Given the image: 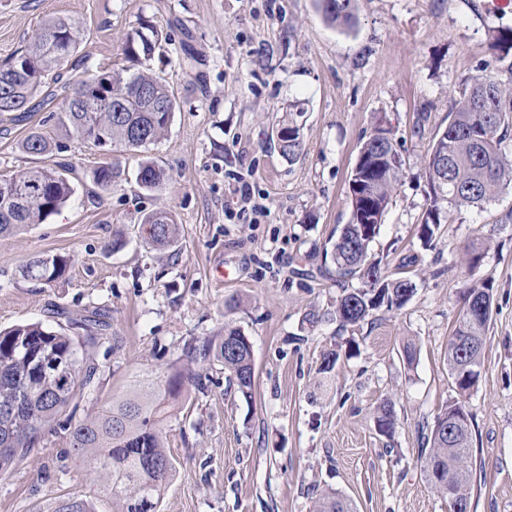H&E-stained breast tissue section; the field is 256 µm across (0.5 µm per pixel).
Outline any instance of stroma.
I'll use <instances>...</instances> for the list:
<instances>
[{
	"instance_id": "1",
	"label": "stroma",
	"mask_w": 512,
	"mask_h": 512,
	"mask_svg": "<svg viewBox=\"0 0 512 512\" xmlns=\"http://www.w3.org/2000/svg\"><path fill=\"white\" fill-rule=\"evenodd\" d=\"M55 14L78 21L77 70L89 76L126 66L123 43L140 19L181 24L150 62L177 107L149 154L117 146L106 155L76 140L49 157L22 151L32 128L53 131L48 117L64 95L54 83L22 121H0V179L62 162L75 185L59 213L0 238V328L40 321L86 340L97 373L75 399L81 418L174 364H190L199 379L165 428L176 475L159 512H313L326 490L355 512H449L418 456L423 433L457 399L471 415L478 460L471 512H512V188L484 210L453 213L434 247L420 237L428 145L466 78L493 64L489 33L512 28V0H357L350 29L328 26L316 0H0V65ZM289 122L303 141L293 161L269 144ZM379 123L400 146L405 176L371 257L390 273L406 267L417 290L401 309L342 329L325 319L342 290L324 251L351 218L347 178ZM146 156L170 175L166 189L139 187ZM107 159L123 175L103 190L91 171ZM234 172L264 214L228 216ZM157 210L180 225L172 247L140 234L143 215ZM475 246L485 254L472 274ZM52 254L72 257L66 279L48 286L19 275L24 259ZM474 275L492 278L493 312L479 382L462 397L446 354L458 293ZM95 309L110 316L106 332L80 326ZM312 312L322 322L309 324ZM228 325L253 345L248 401L222 365L187 358L188 344ZM331 350L339 359L324 382L318 368ZM386 402L397 416L390 438L374 418ZM69 498L112 512L61 436H45L0 475V512H56Z\"/></svg>"
}]
</instances>
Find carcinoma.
<instances>
[{
    "label": "carcinoma",
    "mask_w": 512,
    "mask_h": 512,
    "mask_svg": "<svg viewBox=\"0 0 512 512\" xmlns=\"http://www.w3.org/2000/svg\"><path fill=\"white\" fill-rule=\"evenodd\" d=\"M325 20L334 27H349L355 19V0H318ZM78 25L71 18L49 15L41 19L30 45L0 68V120H15L17 113L32 111L36 93L47 81H58L60 69L74 55ZM163 29L144 20L128 34L123 54L139 65L150 60L166 40ZM499 70L507 80L480 67L455 99L446 128L435 136L424 159L428 186L427 206L421 217L426 241L455 211L484 208L498 194L512 187V153L504 143L512 138V29L495 30L489 43ZM123 111H115L116 107ZM176 110V99L163 80L147 71L113 70L75 83L51 120L64 137L88 142L103 151L120 145L145 152L167 131ZM278 149L288 160L302 149L299 128L277 131ZM32 155L46 156L62 145L39 128L22 142ZM62 165L33 167L0 179V237L28 231L57 212L74 194ZM122 176L120 168L104 162L92 171L93 182L110 189ZM404 176L399 145L388 129L377 127L358 152V166L348 178L347 197L351 220L336 229L331 248L336 280L358 279L364 287L344 289L336 300L334 318L342 327L355 326L373 311L399 309L413 296L417 285L408 277H392L370 259V245L388 210L392 193ZM138 183L158 191L169 175L150 157L140 165ZM140 232L153 245L167 248L178 237V222L165 210L144 215ZM70 258L38 255L19 266L24 279L50 285L59 281ZM461 311L448 339V367L466 363L468 375L454 379L460 396L473 389L483 366V346L491 318L474 321L472 304L493 300L489 277L472 280L460 291ZM203 360L224 365L236 391L250 400L254 388L252 347L238 328L190 346ZM53 366L35 379L38 360ZM94 364L80 354L74 339L41 322L0 329V473L9 470L33 447V435L62 432L72 449L112 497V512H158L157 507L175 477L163 426L175 416L192 376L182 367H170L163 377L142 378L125 397L95 416L73 420L62 417L77 393L93 384ZM378 432L392 437L396 415L392 405L380 407L375 419ZM419 456L431 488L438 495L470 501L471 478L477 467L473 452L470 414L456 401L434 421ZM314 512H352L334 491L315 501Z\"/></svg>",
    "instance_id": "cac0c4a2"
}]
</instances>
